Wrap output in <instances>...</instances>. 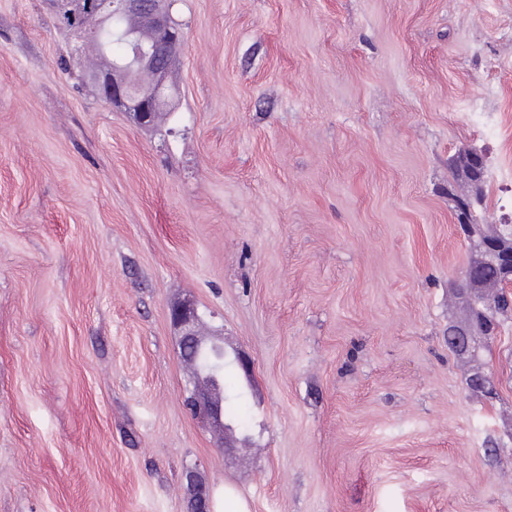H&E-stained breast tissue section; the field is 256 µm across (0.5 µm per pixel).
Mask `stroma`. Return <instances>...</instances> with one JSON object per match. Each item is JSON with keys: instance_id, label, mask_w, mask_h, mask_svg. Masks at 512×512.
I'll use <instances>...</instances> for the list:
<instances>
[{"instance_id": "1", "label": "stroma", "mask_w": 512, "mask_h": 512, "mask_svg": "<svg viewBox=\"0 0 512 512\" xmlns=\"http://www.w3.org/2000/svg\"><path fill=\"white\" fill-rule=\"evenodd\" d=\"M169 126L0 0V512H512V312L448 349V160L512 167V0H176ZM482 100L496 129L468 116ZM224 331L233 447L169 309ZM185 481L187 485V491L189 494V502L192 504H204L207 507H199L197 509H190L192 512H209L210 510V498L208 489L199 480L197 474L194 471H188L185 473Z\"/></svg>"}]
</instances>
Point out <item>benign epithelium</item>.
Here are the masks:
<instances>
[{
	"label": "benign epithelium",
	"mask_w": 512,
	"mask_h": 512,
	"mask_svg": "<svg viewBox=\"0 0 512 512\" xmlns=\"http://www.w3.org/2000/svg\"><path fill=\"white\" fill-rule=\"evenodd\" d=\"M56 14L72 22L92 16L104 23L111 18L142 20L149 26L143 35L134 27L121 32L128 48L122 59H112L108 65L92 69L89 81L98 96L113 109L126 113L139 127L154 124L156 113L168 104L165 81L183 42L184 32L171 16L170 0H47ZM457 224L471 245L475 246L476 265L497 262L503 278L496 284L479 280L475 265H466L456 283V290L467 300L463 317L448 326V339L457 356L474 359L476 337L488 334L487 320L501 288L512 286V235L491 237L483 225L471 217L473 201L460 196L454 199ZM170 320L179 337L183 361L192 369L188 408L203 426L228 436L230 428L224 422L223 389L219 378L224 369V348L206 344L202 318L197 305L183 300L170 309ZM471 386L483 390L488 397L496 394L492 376L476 367L470 378ZM189 502L199 505L193 512H210L208 489L193 471L185 473Z\"/></svg>",
	"instance_id": "1"
}]
</instances>
